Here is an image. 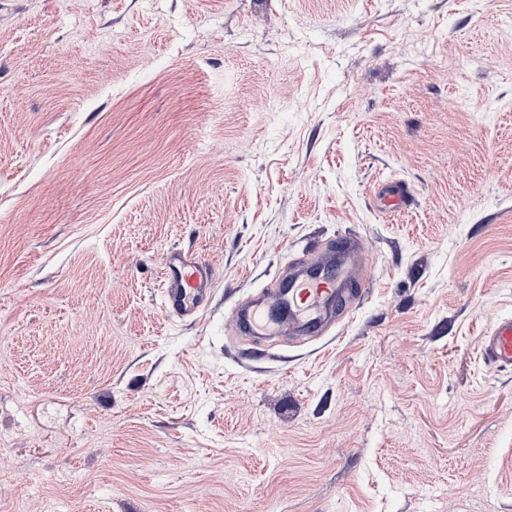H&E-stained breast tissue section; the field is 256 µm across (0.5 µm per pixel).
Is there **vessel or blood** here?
<instances>
[{"label":"vessel or blood","mask_w":512,"mask_h":512,"mask_svg":"<svg viewBox=\"0 0 512 512\" xmlns=\"http://www.w3.org/2000/svg\"><path fill=\"white\" fill-rule=\"evenodd\" d=\"M376 206L385 212L408 210V185L384 181L374 192ZM211 263L181 249L170 250L162 272L166 308L184 321L204 312L213 295ZM368 278L360 242L341 236L316 251L304 252L288 271L234 311L240 336L250 340L289 334L309 342L328 335L352 319L365 296ZM481 355L502 368H512V315L499 318L482 336Z\"/></svg>","instance_id":"obj_1"}]
</instances>
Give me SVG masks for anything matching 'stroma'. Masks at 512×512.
<instances>
[{
  "label": "stroma",
  "mask_w": 512,
  "mask_h": 512,
  "mask_svg": "<svg viewBox=\"0 0 512 512\" xmlns=\"http://www.w3.org/2000/svg\"><path fill=\"white\" fill-rule=\"evenodd\" d=\"M339 234L334 338L239 337ZM508 314L512 0H0V512H512ZM376 206L385 212L408 210L411 206V192L408 185L391 181L379 183L373 194ZM215 273L211 263L193 253L172 249L162 272V293L166 308L183 321H192L204 312L213 295ZM480 353L501 368H512V315L499 318L484 331Z\"/></svg>",
  "instance_id": "1"
}]
</instances>
